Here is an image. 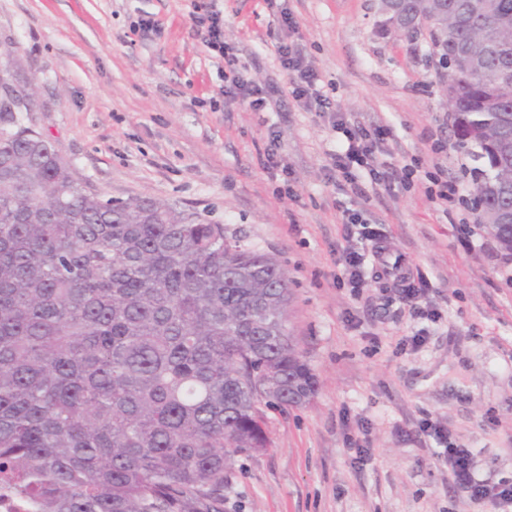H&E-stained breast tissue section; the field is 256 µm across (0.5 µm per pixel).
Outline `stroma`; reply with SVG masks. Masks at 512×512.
<instances>
[{
	"label": "stroma",
	"mask_w": 512,
	"mask_h": 512,
	"mask_svg": "<svg viewBox=\"0 0 512 512\" xmlns=\"http://www.w3.org/2000/svg\"><path fill=\"white\" fill-rule=\"evenodd\" d=\"M210 11L249 78L274 87L266 111L225 96V62L192 20ZM379 21L376 0H0V52L34 83L29 118L77 182L199 213L288 274V326L319 390L268 411L272 446L237 458L226 512H493L454 485L448 443L479 478L512 480V258L470 206L429 201L432 175L467 186L474 162L455 146L428 39ZM283 43L314 62L338 110L389 129L385 184L357 197L330 177L336 136L294 99ZM272 128L282 171L264 164ZM347 208L435 319L411 317L373 276L337 284L342 250L374 247Z\"/></svg>",
	"instance_id": "1"
}]
</instances>
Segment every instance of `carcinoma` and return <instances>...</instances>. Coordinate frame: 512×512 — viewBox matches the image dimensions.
I'll list each match as a JSON object with an SVG mask.
<instances>
[{
	"label": "carcinoma",
	"instance_id": "cac0c4a2",
	"mask_svg": "<svg viewBox=\"0 0 512 512\" xmlns=\"http://www.w3.org/2000/svg\"><path fill=\"white\" fill-rule=\"evenodd\" d=\"M446 4L407 36L448 69L474 210L512 211V0ZM15 84L1 53L0 488L40 512H225L234 459L272 446L267 411L318 390L288 274L198 213L80 186ZM485 228L512 256V221Z\"/></svg>",
	"mask_w": 512,
	"mask_h": 512
}]
</instances>
